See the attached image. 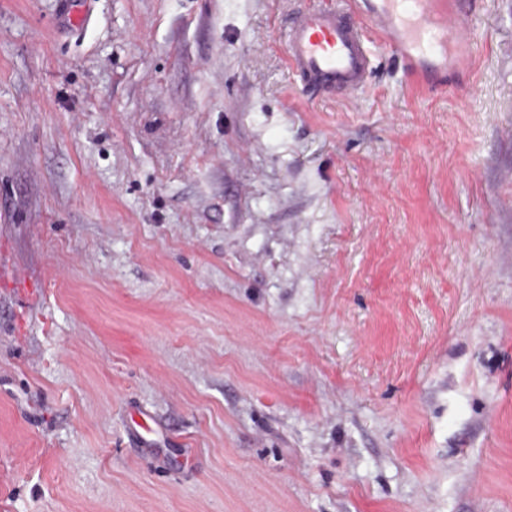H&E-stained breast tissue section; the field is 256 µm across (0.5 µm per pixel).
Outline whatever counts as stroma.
Segmentation results:
<instances>
[{
  "mask_svg": "<svg viewBox=\"0 0 512 512\" xmlns=\"http://www.w3.org/2000/svg\"><path fill=\"white\" fill-rule=\"evenodd\" d=\"M319 2L0 0V512H512V0L349 98Z\"/></svg>",
  "mask_w": 512,
  "mask_h": 512,
  "instance_id": "35a3bbf8",
  "label": "stroma"
}]
</instances>
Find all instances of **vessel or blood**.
<instances>
[{"instance_id":"b4317fda","label":"vessel or blood","mask_w":512,"mask_h":512,"mask_svg":"<svg viewBox=\"0 0 512 512\" xmlns=\"http://www.w3.org/2000/svg\"><path fill=\"white\" fill-rule=\"evenodd\" d=\"M482 0H325L289 15V68L315 94L355 96L373 68L370 40L389 50L410 80L452 86L474 56L470 24Z\"/></svg>"}]
</instances>
